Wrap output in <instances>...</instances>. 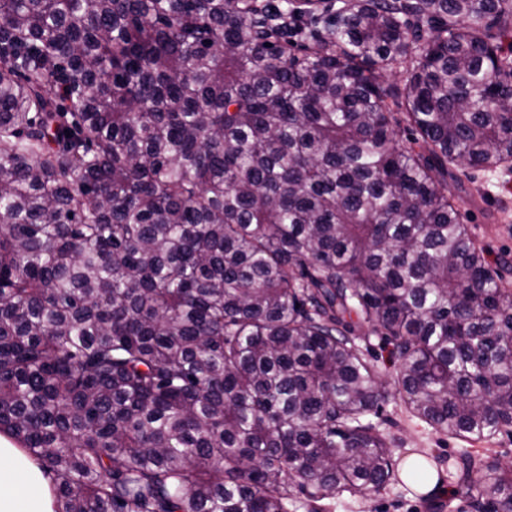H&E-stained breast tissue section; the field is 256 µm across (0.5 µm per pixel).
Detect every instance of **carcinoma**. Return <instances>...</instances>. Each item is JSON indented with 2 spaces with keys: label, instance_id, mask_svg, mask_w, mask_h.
<instances>
[{
  "label": "carcinoma",
  "instance_id": "carcinoma-1",
  "mask_svg": "<svg viewBox=\"0 0 512 512\" xmlns=\"http://www.w3.org/2000/svg\"><path fill=\"white\" fill-rule=\"evenodd\" d=\"M511 34L512 0H0V434L56 512L379 492L363 324L415 417L512 432L509 264L448 197L512 160ZM459 472L512 512L511 466ZM356 342L367 357L379 360V364L382 367L383 365L381 363L385 362L386 370H383L382 373L385 375V379L390 383L389 388L394 392L392 375H394L395 366L388 362V350L385 348L380 336L369 333L367 336H361V339Z\"/></svg>",
  "mask_w": 512,
  "mask_h": 512
}]
</instances>
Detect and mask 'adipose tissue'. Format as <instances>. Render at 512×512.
<instances>
[{
    "label": "adipose tissue",
    "mask_w": 512,
    "mask_h": 512,
    "mask_svg": "<svg viewBox=\"0 0 512 512\" xmlns=\"http://www.w3.org/2000/svg\"><path fill=\"white\" fill-rule=\"evenodd\" d=\"M0 512H54L53 485L33 459L0 435Z\"/></svg>",
    "instance_id": "obj_1"
}]
</instances>
